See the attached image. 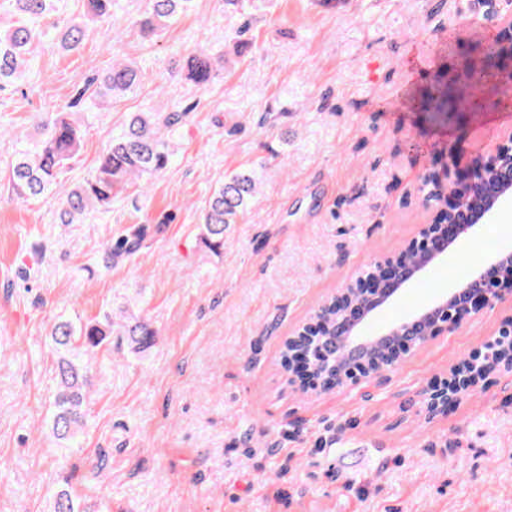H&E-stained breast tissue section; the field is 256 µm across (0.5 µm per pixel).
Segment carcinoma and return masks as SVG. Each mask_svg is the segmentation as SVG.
Instances as JSON below:
<instances>
[{
    "label": "carcinoma",
    "mask_w": 512,
    "mask_h": 512,
    "mask_svg": "<svg viewBox=\"0 0 512 512\" xmlns=\"http://www.w3.org/2000/svg\"><path fill=\"white\" fill-rule=\"evenodd\" d=\"M14 7L13 20L0 27V89L33 74L31 56L43 36L40 22L63 13L65 0H9ZM191 0H146L139 28L153 36L177 15L187 10ZM114 0H86L88 17L104 19L112 12ZM86 26L65 25L59 32L62 47L74 50L85 37ZM229 59L208 49H199L187 58L186 70L196 86L209 85L217 67ZM143 70L136 63L116 60L97 82V97L109 103L133 90L142 80ZM183 119L181 112H136L122 130L112 136L109 146L89 178L70 189L60 214L61 223L82 222L92 212H106L125 185L142 181L164 171L171 163L174 150L170 136ZM42 139L19 151L10 164L13 192L22 198L37 197L56 185L57 175L71 160L80 144L81 132L73 120L63 117L41 123ZM262 179L256 168H240L224 177L214 188L200 215V240L211 252L224 250V233L239 222L260 193ZM143 238L136 228L105 244V267L135 255ZM52 350L56 354V391L51 432L61 443L76 440L82 428L83 406L89 386L86 358L108 345L112 337L123 336L132 351L142 353L151 348L158 330L140 315L124 310L106 313L101 320L75 323L59 320L52 326ZM51 512H81L80 504L70 492L61 489L53 498Z\"/></svg>",
    "instance_id": "obj_1"
}]
</instances>
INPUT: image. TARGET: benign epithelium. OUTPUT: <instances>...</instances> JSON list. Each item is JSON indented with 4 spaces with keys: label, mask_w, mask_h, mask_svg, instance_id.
Returning a JSON list of instances; mask_svg holds the SVG:
<instances>
[{
    "label": "benign epithelium",
    "mask_w": 512,
    "mask_h": 512,
    "mask_svg": "<svg viewBox=\"0 0 512 512\" xmlns=\"http://www.w3.org/2000/svg\"><path fill=\"white\" fill-rule=\"evenodd\" d=\"M501 3V21L495 33L482 42L476 51L465 57L463 63L473 65L474 84L478 90L493 84L503 93L502 102L512 108V0ZM440 166L428 170L423 177L425 200L429 193L444 192L448 205L439 209L429 224L420 225L417 237L403 250L419 251L422 260L406 263L400 254L374 263L375 276L358 275L339 288L334 297L341 299L351 288H357L366 298L365 303L343 305L336 316V335L330 337L336 357V385L338 389L361 378L381 379L412 348L422 347L430 338L455 330L480 310L495 305L505 296L512 297V254L508 253L476 267L470 279L457 287V292L440 300L432 310L420 316L424 329L410 341H402L394 348L390 359L364 373L346 368L343 359L351 353L364 354L370 346L381 341H392L407 335L406 325L399 321L378 332L367 328L391 293L402 288L413 276L424 272L436 259L446 243L450 244L468 235L475 226L464 220V215L474 212L481 217L489 212L497 200L512 191V128L499 132L491 154L475 159L461 170L453 149L438 156ZM288 384L303 391H328L315 380L298 372H289ZM481 379L471 377L462 383H451L446 378L435 384L422 401V409L433 414L446 411L458 398L476 387Z\"/></svg>",
    "instance_id": "benign-epithelium-1"
}]
</instances>
